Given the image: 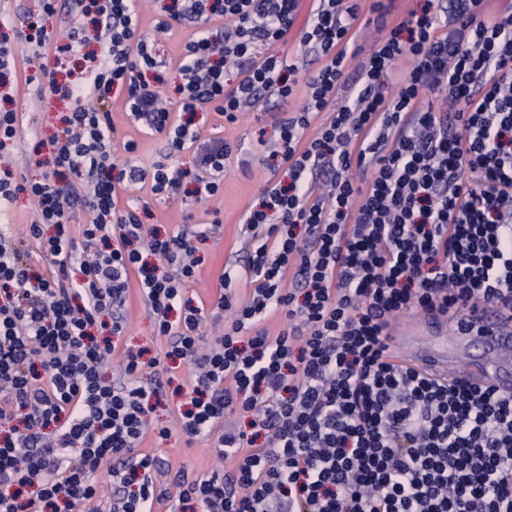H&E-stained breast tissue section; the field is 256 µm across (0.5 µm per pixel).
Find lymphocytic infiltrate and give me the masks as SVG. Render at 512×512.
<instances>
[{
    "instance_id": "obj_1",
    "label": "lymphocytic infiltrate",
    "mask_w": 512,
    "mask_h": 512,
    "mask_svg": "<svg viewBox=\"0 0 512 512\" xmlns=\"http://www.w3.org/2000/svg\"><path fill=\"white\" fill-rule=\"evenodd\" d=\"M300 2L171 0L149 34L138 0H44L25 16L35 57L83 55L93 79L35 74L39 95L71 102L49 142L52 173L0 170V203L27 194L26 235L50 265L0 236V512H77L104 464L110 512H512V394L388 355L400 315L453 316L478 299L512 311L511 11L490 19L488 0H426L373 45L340 106L361 5L316 0L301 42L319 67L279 123L289 183L246 211L251 289L239 297L236 275H221L216 307L230 319L211 348L205 305L183 298L206 231L148 232L120 206L135 186L176 200L185 173L119 160L105 102L164 136L172 160L193 150L196 194L210 199L231 149L185 116L210 107L233 123L262 96L294 94L299 62L257 48L285 42ZM61 7L80 22L56 47L47 19ZM180 19L196 30L173 64L175 104L155 46ZM357 171L371 172L366 187ZM79 207L89 221L75 230ZM133 282L166 344L146 361L116 342ZM272 315L286 323L275 334ZM177 362L193 373L171 426L211 439L220 466L178 471L166 488L140 445L169 435L146 413Z\"/></svg>"
}]
</instances>
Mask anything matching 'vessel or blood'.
Masks as SVG:
<instances>
[{
	"instance_id": "1",
	"label": "vessel or blood",
	"mask_w": 512,
	"mask_h": 512,
	"mask_svg": "<svg viewBox=\"0 0 512 512\" xmlns=\"http://www.w3.org/2000/svg\"><path fill=\"white\" fill-rule=\"evenodd\" d=\"M415 332L416 340L390 338V353L437 378L450 380L465 374L478 383L494 385L512 393V315L483 302L469 304L461 317L448 318L437 311L425 313ZM455 336L460 347L477 346L480 354L460 366L455 354L431 344L434 336Z\"/></svg>"
}]
</instances>
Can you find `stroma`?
Returning a JSON list of instances; mask_svg holds the SVG:
<instances>
[{
	"mask_svg": "<svg viewBox=\"0 0 512 512\" xmlns=\"http://www.w3.org/2000/svg\"><path fill=\"white\" fill-rule=\"evenodd\" d=\"M388 8L385 23H377L370 9H363L361 31L347 49L345 66L350 76H357L359 66L371 45L388 33L409 12L418 10L421 0H382ZM38 0H0V34L10 37V45L16 61H24L30 46L19 35L20 18L25 11L36 9ZM305 100L304 89H297L287 99L275 96L263 97L248 112L240 115L233 124L225 123L216 112L198 113L195 121L207 135L219 136L231 148L225 161L223 188L208 201H198L193 193L192 181H185L180 196L173 201L150 199L148 211L139 217L145 228L162 226L169 231L194 228L198 222L212 223L213 229L205 243L200 244L203 259L201 273L196 280L187 282L183 296L203 300L207 307H214L218 298L219 277L224 270L240 271L252 248L251 234L243 224L248 207L258 204L263 188L285 180L286 168L279 160L270 158L269 147L277 141L278 118L300 108ZM16 108L21 115L18 139L14 147L0 152V166L30 178H41L44 167L38 166L33 147L39 140L48 138L58 126L57 117L64 111L63 101L39 99L36 88L18 85ZM112 122L115 126V145L126 139L137 143L129 153L131 164L148 167L166 160V144L163 137L150 136L134 129L121 106H114ZM121 344L132 351H144L153 356L164 348V342L155 333L154 320L145 302L137 295H130L127 302V324L119 338ZM208 440L187 442L180 430H172L167 439L147 437L143 450L153 452L169 463L173 469H185L189 475L204 476L215 469L216 458L209 450Z\"/></svg>",
	"mask_w": 512,
	"mask_h": 512,
	"instance_id": "obj_1",
	"label": "stroma"
}]
</instances>
